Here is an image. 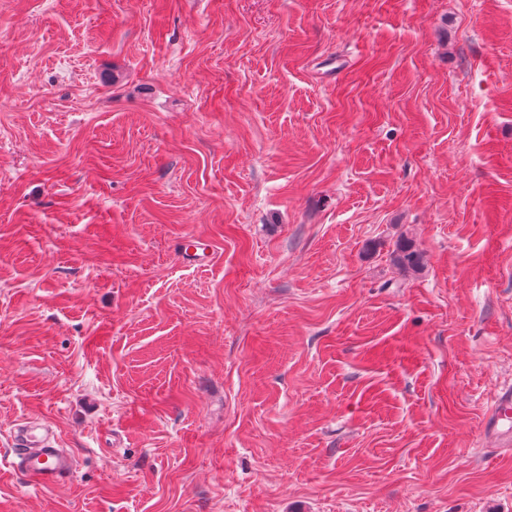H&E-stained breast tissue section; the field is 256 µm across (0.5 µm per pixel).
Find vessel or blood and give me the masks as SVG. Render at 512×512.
<instances>
[{"label":"vessel or blood","mask_w":512,"mask_h":512,"mask_svg":"<svg viewBox=\"0 0 512 512\" xmlns=\"http://www.w3.org/2000/svg\"><path fill=\"white\" fill-rule=\"evenodd\" d=\"M490 425L500 447L512 446V392L497 395L490 413ZM76 469V459L67 449L57 447L52 428L43 423H24L15 428L12 449L0 461V475L22 473L35 485L51 487Z\"/></svg>","instance_id":"1"}]
</instances>
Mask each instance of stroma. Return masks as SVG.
<instances>
[{"label": "stroma", "instance_id": "stroma-1", "mask_svg": "<svg viewBox=\"0 0 512 512\" xmlns=\"http://www.w3.org/2000/svg\"><path fill=\"white\" fill-rule=\"evenodd\" d=\"M508 386L512 0H0V503L512 512ZM512 392L509 389L497 395L490 413V425L497 435L499 447L508 448L512 443V427L505 421L510 420ZM52 428L43 423L15 428L10 457L1 459L0 475L22 473L35 485L52 487L76 469V459L66 448L55 446Z\"/></svg>", "mask_w": 512, "mask_h": 512}]
</instances>
